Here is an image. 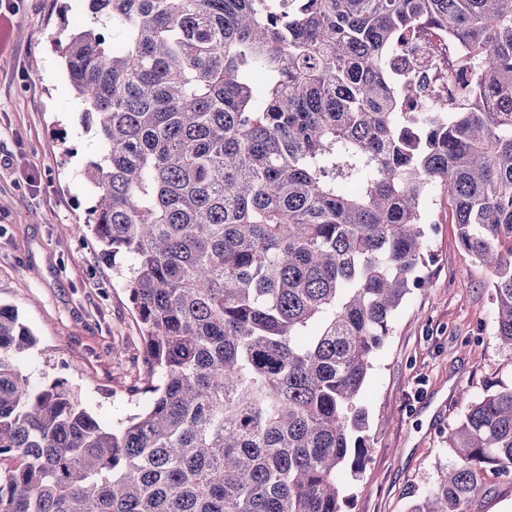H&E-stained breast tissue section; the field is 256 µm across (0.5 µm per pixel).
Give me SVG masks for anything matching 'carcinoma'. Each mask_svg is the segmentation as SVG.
<instances>
[{
	"instance_id": "obj_1",
	"label": "carcinoma",
	"mask_w": 512,
	"mask_h": 512,
	"mask_svg": "<svg viewBox=\"0 0 512 512\" xmlns=\"http://www.w3.org/2000/svg\"><path fill=\"white\" fill-rule=\"evenodd\" d=\"M63 49L105 151L90 231L119 272L150 401L109 428L14 363L0 305V512H341L376 351L419 275L425 204L492 277L512 347V0H86ZM445 55L393 82L421 38ZM410 512L512 480V386L448 428Z\"/></svg>"
}]
</instances>
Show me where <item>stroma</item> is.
Listing matches in <instances>:
<instances>
[{
	"instance_id": "35a3bbf8",
	"label": "stroma",
	"mask_w": 512,
	"mask_h": 512,
	"mask_svg": "<svg viewBox=\"0 0 512 512\" xmlns=\"http://www.w3.org/2000/svg\"><path fill=\"white\" fill-rule=\"evenodd\" d=\"M92 17L85 0H0V304L36 338L16 363L36 385L63 382L105 426L138 413L135 313L93 237L71 233L92 199L84 178L102 147L61 52ZM423 289L392 318L364 389L371 448L342 512H409L451 465L448 429L471 400L512 384L495 334L489 275L459 246L444 198L430 202Z\"/></svg>"
}]
</instances>
